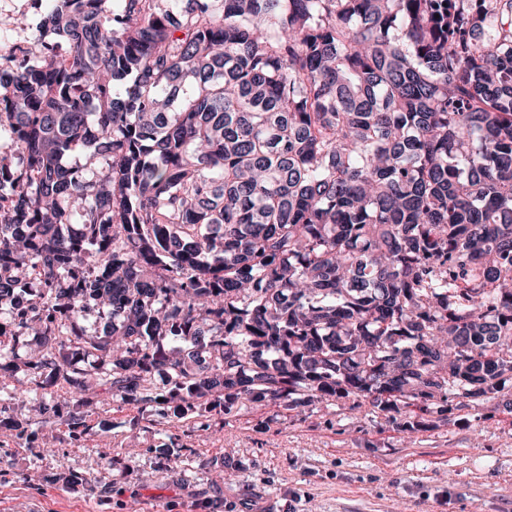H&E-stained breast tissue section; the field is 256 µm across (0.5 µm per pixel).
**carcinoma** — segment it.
Masks as SVG:
<instances>
[{
	"label": "carcinoma",
	"mask_w": 512,
	"mask_h": 512,
	"mask_svg": "<svg viewBox=\"0 0 512 512\" xmlns=\"http://www.w3.org/2000/svg\"><path fill=\"white\" fill-rule=\"evenodd\" d=\"M44 3L0 80V371L39 423L512 411V0Z\"/></svg>",
	"instance_id": "1"
}]
</instances>
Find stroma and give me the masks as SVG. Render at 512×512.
Instances as JSON below:
<instances>
[{"label": "stroma", "instance_id": "obj_1", "mask_svg": "<svg viewBox=\"0 0 512 512\" xmlns=\"http://www.w3.org/2000/svg\"><path fill=\"white\" fill-rule=\"evenodd\" d=\"M26 373L0 372V512H512V414L501 400L453 410L447 425L412 434L381 412L286 411L245 404L174 422L164 405L85 409L38 424ZM112 461L104 493L78 478Z\"/></svg>", "mask_w": 512, "mask_h": 512}]
</instances>
